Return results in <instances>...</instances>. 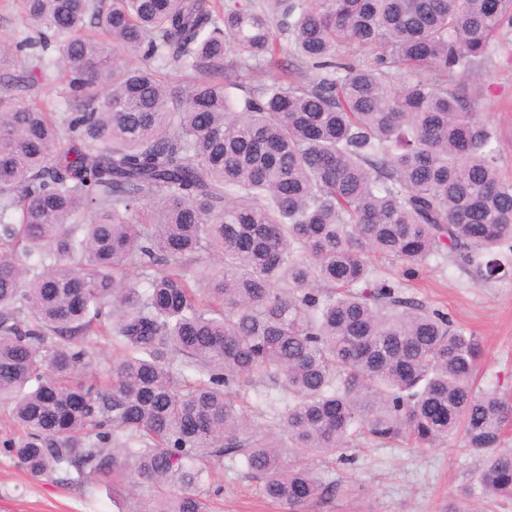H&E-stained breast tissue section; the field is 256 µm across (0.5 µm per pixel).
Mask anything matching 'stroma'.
I'll return each mask as SVG.
<instances>
[{
  "label": "stroma",
  "mask_w": 512,
  "mask_h": 512,
  "mask_svg": "<svg viewBox=\"0 0 512 512\" xmlns=\"http://www.w3.org/2000/svg\"><path fill=\"white\" fill-rule=\"evenodd\" d=\"M22 71L17 59L0 62V85L10 84L14 94L49 110L68 111L59 65L47 66L45 76L28 88L17 81ZM465 83L472 110L489 116L496 130L500 172L512 179V63L491 51ZM500 260L503 270L489 278L445 255L431 258L411 278L403 276L399 261L373 255L368 262L375 276L400 281L403 297L448 313L481 336L485 356L478 385L498 389L512 401V251ZM287 400L281 386L257 384L248 391V414L258 428L273 427ZM309 464L330 490L306 512H446L449 504L459 503L462 489L477 483L481 457L458 440L423 451L406 442L381 444L360 436L344 460L315 456ZM217 479L224 492L213 498L211 512H289L287 505L263 497L260 480L244 469L225 465ZM0 512H117V507L111 487L76 483L61 472L34 478L0 448Z\"/></svg>",
  "instance_id": "obj_1"
}]
</instances>
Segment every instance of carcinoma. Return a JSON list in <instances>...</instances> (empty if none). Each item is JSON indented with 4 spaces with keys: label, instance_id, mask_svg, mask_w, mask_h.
<instances>
[{
    "label": "carcinoma",
    "instance_id": "1",
    "mask_svg": "<svg viewBox=\"0 0 512 512\" xmlns=\"http://www.w3.org/2000/svg\"><path fill=\"white\" fill-rule=\"evenodd\" d=\"M17 4L27 80L56 52L74 103L0 89V405L24 469L108 485L119 512H139L134 480L146 512H207L227 456L297 512L327 491L309 457L456 438L482 454L467 495L512 498V403L474 387L481 337L366 261L413 277L512 250V180L461 94L492 45L512 55V0ZM264 380L288 391L268 430L240 405Z\"/></svg>",
    "mask_w": 512,
    "mask_h": 512
}]
</instances>
